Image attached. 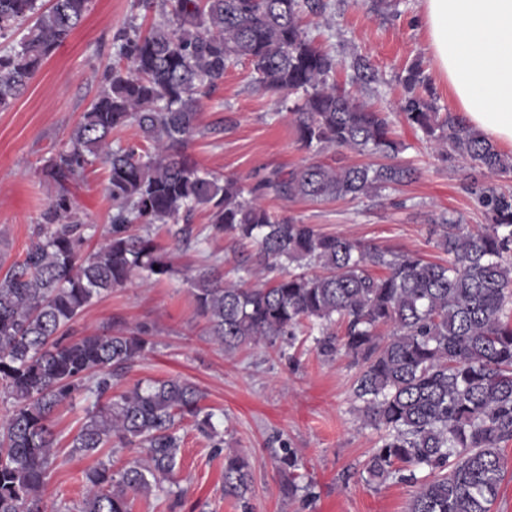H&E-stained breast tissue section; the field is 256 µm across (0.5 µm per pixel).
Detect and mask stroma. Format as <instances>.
Masks as SVG:
<instances>
[{
    "label": "stroma",
    "mask_w": 512,
    "mask_h": 512,
    "mask_svg": "<svg viewBox=\"0 0 512 512\" xmlns=\"http://www.w3.org/2000/svg\"><path fill=\"white\" fill-rule=\"evenodd\" d=\"M324 14L308 16L306 30L316 46L334 54H358L371 61L376 82L355 85L349 69L336 72L339 87L365 105L387 112L405 149L400 161L419 170L416 180L356 199L330 202L264 197L269 209L321 231L345 235L426 261L443 258L430 235L440 216L451 215L475 227L485 218L468 191L471 168L460 156L444 158L422 133L403 122L399 77L411 62H421L438 96L440 112L454 111L448 85L437 74L429 36L420 20V0H402L398 16H378L363 0H328ZM157 14L136 0H92L70 37L43 65L26 92L0 111V273L21 260L55 184L41 173L51 152L68 141L90 107L104 69L114 59L112 38L130 21L150 25ZM249 63L239 64L204 99L197 137L186 153L201 169L243 182L289 170L316 159L352 164L360 157L333 150L316 155L301 149L289 123L287 103L252 83ZM108 170L98 164L72 189L76 210L88 226L87 248L107 236L112 202L106 191ZM158 243L175 254L174 273L161 280L134 274L120 288L95 299L73 326L80 336L109 327L153 330V351L122 378L117 391L136 382L183 377L204 394L225 448L246 455L253 471L248 507L224 494V455L200 433L193 420L178 425L182 438L181 498L156 492L136 497L131 512H406L414 492L398 478L369 481L365 464L380 444L381 432L361 421L354 395L356 367L340 355L327 361L311 337L297 336L293 346L272 349L244 345L224 350L195 309L187 279L204 256L219 259L225 273L251 251L249 245L218 236L206 243L176 244L167 232ZM299 462L295 498H286L288 476L279 463L284 449ZM92 457L59 456L49 479L50 505L75 507L83 492Z\"/></svg>",
    "instance_id": "stroma-1"
}]
</instances>
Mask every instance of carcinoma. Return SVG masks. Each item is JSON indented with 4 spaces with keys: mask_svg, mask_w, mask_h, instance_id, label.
<instances>
[{
    "mask_svg": "<svg viewBox=\"0 0 512 512\" xmlns=\"http://www.w3.org/2000/svg\"><path fill=\"white\" fill-rule=\"evenodd\" d=\"M90 0H0V111L26 90L45 61L88 11ZM326 0H162L160 19L130 24L113 39L115 62L68 142L44 160L58 187L40 215L23 260L0 277V387L13 410L0 423V512H50L48 477L58 457L55 420L73 393L94 407L67 442L68 455L95 456L78 512H130V498L172 492L187 417L215 432L202 391L186 379L137 383L112 395V380L154 349L145 327L71 336L94 299L133 273L165 277L173 254L159 248L161 224L178 243L194 238L192 219L207 215L216 234L254 246L251 265L274 272L251 285L203 265L187 278L209 335L233 350L274 348L304 324L316 329L326 360L351 357L363 423L385 431L366 464L373 481L398 474L415 484L407 512H493L512 441V194L487 188L478 200L491 223L470 229L452 217L433 225L446 262L368 246L278 215L260 197L330 201L410 182L392 122L335 82L348 66L354 82H373L363 57L347 61L314 45L305 14ZM246 61L252 80L272 94L296 96L289 109L297 143L347 150L376 163H306L253 186L201 170L186 154L203 131L198 111L225 73ZM400 115L443 154L482 172H512V157L456 114L438 112L421 63L400 77ZM136 128L138 141L112 142ZM109 171L110 229L86 252V224L71 186L95 163ZM381 274H376V271ZM140 449L116 468L106 448ZM253 474L247 458L224 453V495L243 501Z\"/></svg>",
    "mask_w": 512,
    "mask_h": 512,
    "instance_id": "cac0c4a2",
    "label": "carcinoma"
}]
</instances>
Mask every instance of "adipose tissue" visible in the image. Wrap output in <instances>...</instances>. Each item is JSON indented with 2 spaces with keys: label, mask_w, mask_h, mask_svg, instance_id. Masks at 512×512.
<instances>
[{
  "label": "adipose tissue",
  "mask_w": 512,
  "mask_h": 512,
  "mask_svg": "<svg viewBox=\"0 0 512 512\" xmlns=\"http://www.w3.org/2000/svg\"><path fill=\"white\" fill-rule=\"evenodd\" d=\"M433 63L458 109L512 146V0H421Z\"/></svg>",
  "instance_id": "ef3b65f1"
}]
</instances>
